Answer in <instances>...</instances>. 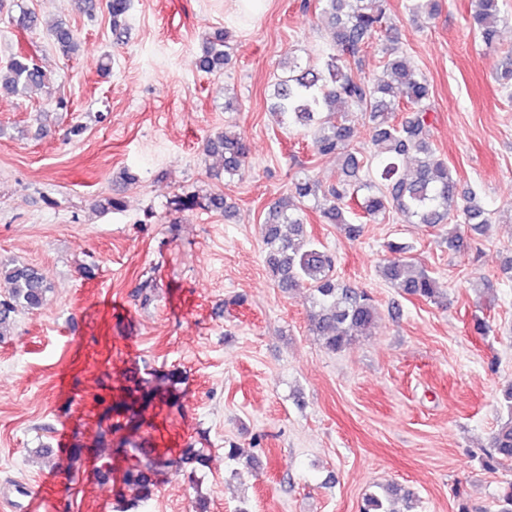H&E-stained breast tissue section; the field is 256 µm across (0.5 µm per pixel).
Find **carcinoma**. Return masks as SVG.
<instances>
[{"label": "carcinoma", "instance_id": "obj_1", "mask_svg": "<svg viewBox=\"0 0 512 512\" xmlns=\"http://www.w3.org/2000/svg\"><path fill=\"white\" fill-rule=\"evenodd\" d=\"M321 16L330 31L331 51L313 68H303L293 56L284 58L282 75L274 83L269 112L282 125L312 136L315 154L334 156L340 162L336 180L323 184L304 173L291 181L287 196L269 208L261 235L265 245V264L278 287L291 290L304 282L310 289L308 326L322 348L341 352L369 336L379 321L373 297L364 289L352 288L336 279L335 256L318 240L306 236V211L311 207L326 224H341L351 236L360 232V219L386 217L394 212L411 224L448 228V248L459 247L458 224L476 231L491 223L490 213L479 204L472 191L460 190L448 162L437 153L431 140L429 84L408 67L395 48L383 51L378 76L366 79L358 74L362 47L388 28L385 0H318ZM131 0H105L112 35L121 40L128 32ZM471 20L483 41L493 43L501 22L498 0H471ZM409 16H432L436 0H408ZM52 36L63 56L76 51L72 31L62 22L51 27ZM230 61L228 32L217 29L201 37L197 65L205 73L224 71ZM46 73L31 57L17 54L0 69V95L26 94L44 86ZM408 108L398 121L396 112ZM354 110L368 114L373 141L379 147L375 156L357 155L350 147L353 128L348 114ZM205 150L220 159L224 178L233 180L248 164V148L240 134L224 128L209 138ZM232 216V206L222 194L204 199L194 195L178 200V209L199 204ZM398 258L382 269L384 279L402 293L435 302L440 297L436 278L412 259L403 256L406 247L388 244ZM0 337L18 310H38L50 291L42 272L28 265L0 263ZM506 414L502 416L482 461L489 469L512 462V385L503 394ZM140 455L124 472L125 486L134 501L150 498L151 472L169 466L165 452L142 454L124 438L113 443L112 455ZM192 464L190 480L197 468L208 464L204 450L189 448L179 464ZM401 488L380 487L365 496L361 512H397L385 507Z\"/></svg>", "mask_w": 512, "mask_h": 512}]
</instances>
